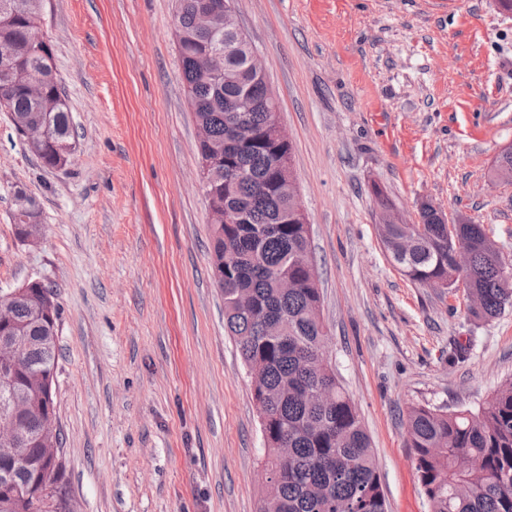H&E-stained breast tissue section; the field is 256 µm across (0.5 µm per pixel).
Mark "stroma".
Returning <instances> with one entry per match:
<instances>
[{"label":"stroma","mask_w":512,"mask_h":512,"mask_svg":"<svg viewBox=\"0 0 512 512\" xmlns=\"http://www.w3.org/2000/svg\"><path fill=\"white\" fill-rule=\"evenodd\" d=\"M293 146L326 351L372 442L387 512H429L405 415L478 410L512 379V309L476 320L464 288L409 280L373 189L481 224L512 259V15L495 0H234ZM174 0H46L77 129L44 170L0 109V291L50 282L54 399L77 512H256L264 441L210 267L196 124ZM44 237L15 235L16 191ZM464 358L453 356L455 345Z\"/></svg>","instance_id":"obj_1"}]
</instances>
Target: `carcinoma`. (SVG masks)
<instances>
[{
	"label": "carcinoma",
	"mask_w": 512,
	"mask_h": 512,
	"mask_svg": "<svg viewBox=\"0 0 512 512\" xmlns=\"http://www.w3.org/2000/svg\"><path fill=\"white\" fill-rule=\"evenodd\" d=\"M200 0H176L181 32L178 53L186 97L208 141L197 147L205 172L208 206L239 222L212 226V271L224 273V328L233 336L251 372L265 455L263 465L278 478L275 504L259 499L257 512H387L371 441L335 371L317 349L327 336L321 294L310 257V227L299 204L276 186L294 174L292 146L279 147L265 130L267 88L247 69L244 39L224 31V84H213L200 58L214 36L195 22ZM39 0H0V108L31 128H45L50 141L27 144L50 169L59 167L60 149L73 144V127L56 68L53 46L43 42ZM39 77L49 108L31 99L5 71ZM243 100L246 111H224V99ZM243 116L259 143L229 148L234 123ZM382 241L411 281L430 287L460 282L478 306L470 315L488 319L512 307V286L501 281L498 251L480 224H456L458 242L470 252V268H457L448 246V224L438 211L421 205L418 224H381ZM288 279L293 288H282ZM15 330L28 337L23 367L37 370L59 359L47 349L50 320L25 301L14 303ZM407 443L430 512H512V379L476 412L417 406L407 415ZM291 448L288 460L281 446Z\"/></svg>",
	"instance_id": "carcinoma-1"
}]
</instances>
